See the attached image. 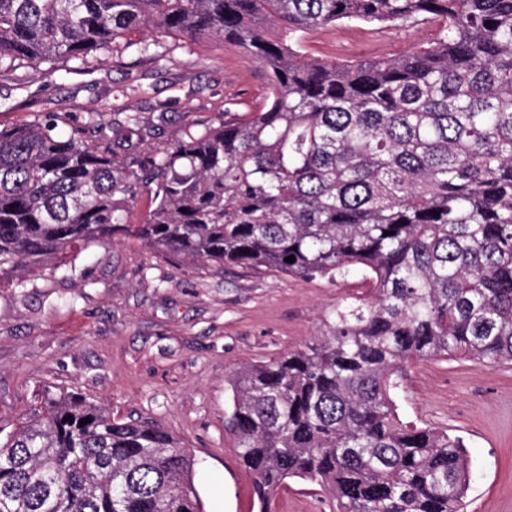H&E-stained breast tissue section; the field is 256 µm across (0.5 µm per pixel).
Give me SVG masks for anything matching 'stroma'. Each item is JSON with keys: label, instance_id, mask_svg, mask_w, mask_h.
I'll return each instance as SVG.
<instances>
[{"label": "stroma", "instance_id": "1", "mask_svg": "<svg viewBox=\"0 0 512 512\" xmlns=\"http://www.w3.org/2000/svg\"><path fill=\"white\" fill-rule=\"evenodd\" d=\"M436 35L418 19L397 27L343 23L310 32L305 54L344 62L413 51ZM137 46L99 50L58 68L0 74V127L55 114L83 119L112 105L109 121L141 129L112 142L116 164L143 163L218 112L261 104L267 76L222 43L164 32ZM148 52H140L139 44ZM0 288V418L31 408L38 387L75 390L113 416L156 423L192 448L203 512H258L252 477L225 427L228 379L242 366L302 348L325 332L337 305L367 293L361 270L331 283L240 267L178 265L132 241L90 248L54 271L24 272ZM403 421L463 436L467 512H512V366L469 359L412 363L396 395ZM327 495L293 479L271 512H322Z\"/></svg>", "mask_w": 512, "mask_h": 512}]
</instances>
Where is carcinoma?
Masks as SVG:
<instances>
[{
    "label": "carcinoma",
    "mask_w": 512,
    "mask_h": 512,
    "mask_svg": "<svg viewBox=\"0 0 512 512\" xmlns=\"http://www.w3.org/2000/svg\"><path fill=\"white\" fill-rule=\"evenodd\" d=\"M421 17L438 36L405 55L301 51L315 29ZM150 28L259 63L266 103L137 170L112 160L135 115L0 129V285L119 238L333 282L361 267L368 296L323 335L229 380L226 428L260 512L293 478L337 512H465L463 440L401 421L394 395L416 361L512 364V0H0V71L83 61ZM134 183L149 192L138 224L122 198ZM194 465L163 427L43 386L0 419V512H202Z\"/></svg>",
    "instance_id": "1"
}]
</instances>
